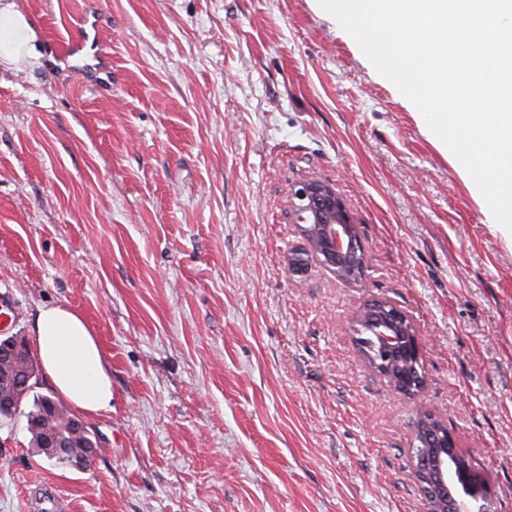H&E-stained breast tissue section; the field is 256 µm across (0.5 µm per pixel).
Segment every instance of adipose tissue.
<instances>
[{
    "instance_id": "adipose-tissue-1",
    "label": "adipose tissue",
    "mask_w": 512,
    "mask_h": 512,
    "mask_svg": "<svg viewBox=\"0 0 512 512\" xmlns=\"http://www.w3.org/2000/svg\"><path fill=\"white\" fill-rule=\"evenodd\" d=\"M35 33L14 0H0V61L38 59ZM44 372L59 397L88 417L112 410V377L82 314L65 305L41 306L34 330Z\"/></svg>"
}]
</instances>
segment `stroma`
Masks as SVG:
<instances>
[{"mask_svg":"<svg viewBox=\"0 0 512 512\" xmlns=\"http://www.w3.org/2000/svg\"><path fill=\"white\" fill-rule=\"evenodd\" d=\"M38 64H0V299L79 311L112 372L84 471L0 420V512H426L422 411L512 512V249L467 174L316 0H15ZM332 184L367 268L338 280L288 194ZM413 322L425 388L374 373L354 319Z\"/></svg>","mask_w":512,"mask_h":512,"instance_id":"obj_1","label":"stroma"}]
</instances>
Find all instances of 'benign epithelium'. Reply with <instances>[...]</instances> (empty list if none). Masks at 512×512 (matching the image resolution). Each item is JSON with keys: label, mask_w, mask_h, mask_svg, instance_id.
Masks as SVG:
<instances>
[{"label": "benign epithelium", "mask_w": 512, "mask_h": 512, "mask_svg": "<svg viewBox=\"0 0 512 512\" xmlns=\"http://www.w3.org/2000/svg\"><path fill=\"white\" fill-rule=\"evenodd\" d=\"M292 223L296 224L305 247L289 259V269L297 273L303 268L302 255L309 254L336 271L339 280L355 283L365 276L366 255L357 224L345 200L336 189L317 179H305L291 189L288 200ZM365 310L371 313V329L378 338L379 350L371 358V368L380 376L390 370L394 358L409 367L421 361L417 333L408 327V316L388 301L376 300ZM428 448H455L453 433L433 428L424 437ZM48 457L70 452L67 442L53 435L44 442ZM416 476L423 479L425 499L448 504V512H493L495 494L487 481L458 472L457 461L437 452L424 454L415 466Z\"/></svg>", "instance_id": "7a95c632"}]
</instances>
